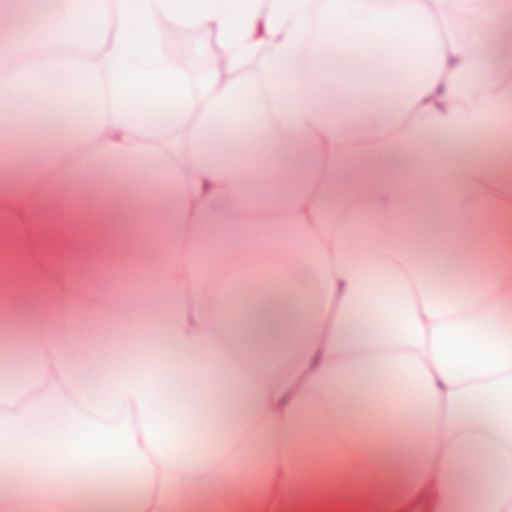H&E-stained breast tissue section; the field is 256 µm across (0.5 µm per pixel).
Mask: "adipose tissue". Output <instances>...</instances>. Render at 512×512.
<instances>
[{
  "label": "adipose tissue",
  "mask_w": 512,
  "mask_h": 512,
  "mask_svg": "<svg viewBox=\"0 0 512 512\" xmlns=\"http://www.w3.org/2000/svg\"><path fill=\"white\" fill-rule=\"evenodd\" d=\"M18 9L0 512H512V0ZM195 37H196V34L193 31L186 30L182 34L175 35L172 42H168L173 47L172 53L174 55H176V57L181 61V63H183L184 67L186 65L185 57L175 51L178 48L180 50V49L188 46L190 43H192V41L194 40ZM184 53L187 55V63H188V69L186 72L187 76L191 79L192 78L194 79L196 76H198V73L201 72L199 63L204 60V57L199 56L194 53L192 44L184 50ZM221 56H223L221 49L216 48L213 55L211 57L207 58L206 60H204L203 63L201 64L202 71L204 72L208 69H212V67H215L214 62L217 59L221 58Z\"/></svg>",
  "instance_id": "1"
}]
</instances>
